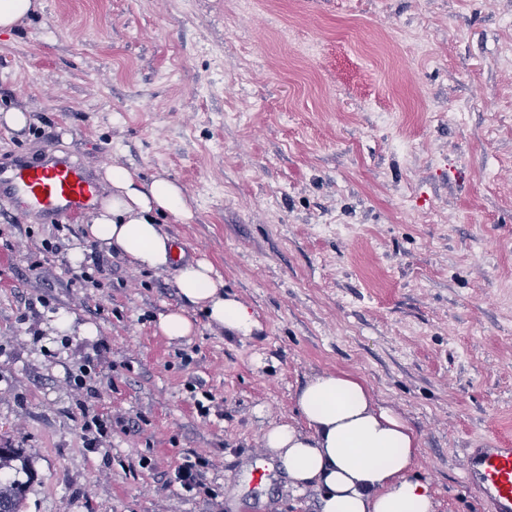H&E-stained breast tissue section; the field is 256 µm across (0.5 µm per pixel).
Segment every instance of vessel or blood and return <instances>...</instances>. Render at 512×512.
Wrapping results in <instances>:
<instances>
[{
    "label": "vessel or blood",
    "instance_id": "vessel-or-blood-1",
    "mask_svg": "<svg viewBox=\"0 0 512 512\" xmlns=\"http://www.w3.org/2000/svg\"><path fill=\"white\" fill-rule=\"evenodd\" d=\"M100 187L80 160L46 153L0 166V205L47 224L71 221L92 208ZM464 472L480 493L487 512H512V447L486 442L467 449Z\"/></svg>",
    "mask_w": 512,
    "mask_h": 512
}]
</instances>
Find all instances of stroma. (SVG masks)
Masks as SVG:
<instances>
[{"mask_svg":"<svg viewBox=\"0 0 512 512\" xmlns=\"http://www.w3.org/2000/svg\"><path fill=\"white\" fill-rule=\"evenodd\" d=\"M42 4L0 34V110L32 115L0 125V165L50 150L178 181L194 219L164 231L261 328L196 311L168 340L175 269L112 252L83 287L69 255L101 251L87 215L0 209V444L18 452L0 477L31 472L25 512H315L286 475L250 473L263 429L300 422L296 389L327 372L415 429L437 512H484L462 464L512 446V66L496 61L512 0ZM61 312L96 335L57 333ZM89 359L93 398L73 383ZM207 393L223 416L198 414ZM87 412L110 424L93 451ZM187 448L211 461L210 495L166 484ZM194 319L185 308H177L161 314L158 328L171 341L182 340L194 331Z\"/></svg>","mask_w":512,"mask_h":512,"instance_id":"35a3bbf8","label":"stroma"}]
</instances>
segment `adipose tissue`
I'll return each mask as SVG.
<instances>
[{
    "label": "adipose tissue",
    "instance_id": "obj_1",
    "mask_svg": "<svg viewBox=\"0 0 512 512\" xmlns=\"http://www.w3.org/2000/svg\"><path fill=\"white\" fill-rule=\"evenodd\" d=\"M102 181L104 195L87 222L88 236L139 269L177 270L185 305L160 316L163 336H190L194 308L219 329L241 336L257 329L249 307L225 294L214 266L204 259L180 261L174 239L163 230L162 216L186 223L194 217L184 187L163 175L144 180L116 162L104 166ZM295 401L302 425L271 424L262 443L296 492H314L317 512H437L429 484L411 476L418 434L359 378L344 372L313 376Z\"/></svg>",
    "mask_w": 512,
    "mask_h": 512
}]
</instances>
